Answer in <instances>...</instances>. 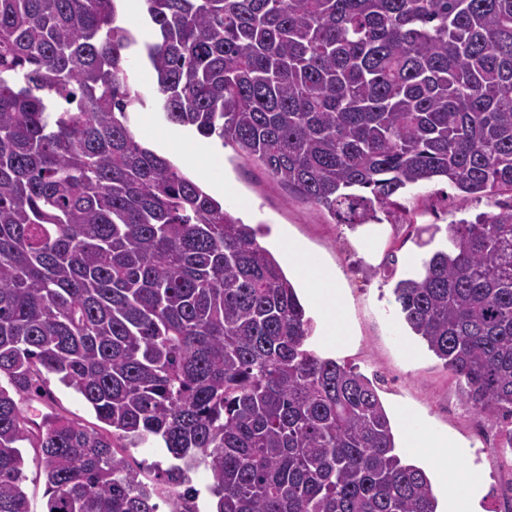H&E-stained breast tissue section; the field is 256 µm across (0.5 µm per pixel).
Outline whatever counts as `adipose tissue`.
<instances>
[{
    "label": "adipose tissue",
    "instance_id": "obj_1",
    "mask_svg": "<svg viewBox=\"0 0 512 512\" xmlns=\"http://www.w3.org/2000/svg\"><path fill=\"white\" fill-rule=\"evenodd\" d=\"M279 247L287 255L303 293L316 313L320 334L330 341L345 343L349 329L341 314L343 290L337 273L322 266L293 239H281ZM397 418L404 424L407 445L418 448L421 462L438 475L444 491L445 512L472 507L479 494L480 481L476 472L468 468L451 470L443 462L447 454L461 453L462 443L430 432L423 423L410 420L405 412H398Z\"/></svg>",
    "mask_w": 512,
    "mask_h": 512
}]
</instances>
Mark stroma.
I'll use <instances>...</instances> for the list:
<instances>
[{"label": "stroma", "mask_w": 512, "mask_h": 512, "mask_svg": "<svg viewBox=\"0 0 512 512\" xmlns=\"http://www.w3.org/2000/svg\"><path fill=\"white\" fill-rule=\"evenodd\" d=\"M137 80L145 91V104L132 113L131 128L143 144L170 158L205 191H213L218 180L230 183L234 193L227 205L245 223L260 227L258 241L263 247L275 249L280 236L297 239L324 266L340 274L342 314L351 334L346 345L338 348L318 341V352L366 376H378L379 395L387 411L406 408L431 429L466 443L467 461L481 478L479 512H503L504 505L512 501V448L493 443L496 425L477 420L468 410L459 385L442 361L409 334L393 294L395 279L414 270L407 255L419 251L408 226H384L376 241L378 256L391 249L396 252L395 278L387 280L377 274L375 264L360 256L351 242L350 226L289 194L264 168L239 157L232 145L203 140L194 131L167 122L156 104L152 74L138 69ZM400 202L417 211L418 222L440 225L447 224L458 206L455 189L444 182L412 187ZM48 387L51 399L25 402L30 419L38 422L55 411L96 425L94 412L76 392L53 376Z\"/></svg>", "instance_id": "1"}]
</instances>
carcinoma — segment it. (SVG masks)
I'll use <instances>...</instances> for the list:
<instances>
[{"mask_svg":"<svg viewBox=\"0 0 512 512\" xmlns=\"http://www.w3.org/2000/svg\"><path fill=\"white\" fill-rule=\"evenodd\" d=\"M0 0V512H437L378 387L310 348L313 320L224 202L139 140L130 50L165 119L232 144L342 224L444 233L393 293L512 448V0ZM445 180L498 211L419 225ZM102 426L29 427L47 376ZM156 441L153 480L124 456ZM457 191L447 182H435L410 188L403 196L396 198L407 208L417 212V222L440 224L442 228L448 223V217L458 207ZM448 195V198H447ZM26 458V481L24 490L29 499L30 512H43L47 501L46 486L42 477H39V469L34 461L35 454L32 448H24Z\"/></svg>","mask_w":512,"mask_h":512,"instance_id":"1","label":"carcinoma"}]
</instances>
